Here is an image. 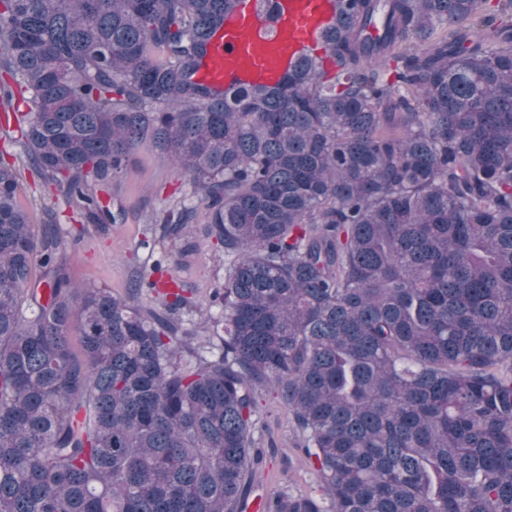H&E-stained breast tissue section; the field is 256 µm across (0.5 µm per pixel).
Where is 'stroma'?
Instances as JSON below:
<instances>
[{
	"instance_id": "obj_1",
	"label": "stroma",
	"mask_w": 512,
	"mask_h": 512,
	"mask_svg": "<svg viewBox=\"0 0 512 512\" xmlns=\"http://www.w3.org/2000/svg\"><path fill=\"white\" fill-rule=\"evenodd\" d=\"M0 160L20 174L18 203L26 211L35 234H43L49 222H56L62 235L57 259L72 284L94 285L123 294L137 272L149 270L159 259L171 276L194 288L198 297H209L222 286L224 250L203 231L204 209H197L192 223L190 239L194 250L190 256H181L178 238L162 236L163 216L195 202L196 193L188 177L153 145H143L127 173L101 192L103 203L123 212L121 221L104 231L89 223L76 203L68 201L57 188L31 175L21 144L1 123ZM258 407L266 424L265 445L274 454L257 478V493L283 483L296 492L317 489L311 470L288 461L293 433L276 394L261 391Z\"/></svg>"
}]
</instances>
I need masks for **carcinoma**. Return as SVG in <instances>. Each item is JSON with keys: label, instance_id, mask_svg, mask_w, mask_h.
Listing matches in <instances>:
<instances>
[{"label": "carcinoma", "instance_id": "carcinoma-1", "mask_svg": "<svg viewBox=\"0 0 512 512\" xmlns=\"http://www.w3.org/2000/svg\"><path fill=\"white\" fill-rule=\"evenodd\" d=\"M244 5L0 0L34 171L104 228L151 140L224 248L205 304L160 260L73 286L0 165V512H243L264 389L318 479L265 512H512V0H339L321 53L220 95L199 72Z\"/></svg>", "mask_w": 512, "mask_h": 512}]
</instances>
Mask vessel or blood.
Returning a JSON list of instances; mask_svg holds the SVG:
<instances>
[{"instance_id": "1", "label": "vessel or blood", "mask_w": 512, "mask_h": 512, "mask_svg": "<svg viewBox=\"0 0 512 512\" xmlns=\"http://www.w3.org/2000/svg\"><path fill=\"white\" fill-rule=\"evenodd\" d=\"M334 16V0H276L270 10L249 0L245 13L225 22L201 74L222 89L246 79L275 82L288 62L318 47Z\"/></svg>"}]
</instances>
